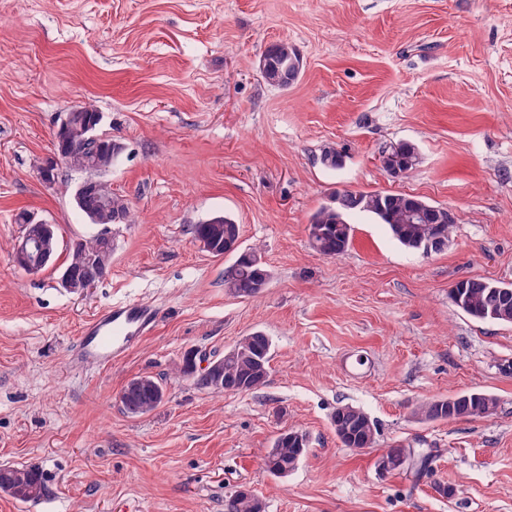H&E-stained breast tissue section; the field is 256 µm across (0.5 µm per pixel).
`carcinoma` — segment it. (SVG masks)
<instances>
[{
  "label": "carcinoma",
  "mask_w": 512,
  "mask_h": 512,
  "mask_svg": "<svg viewBox=\"0 0 512 512\" xmlns=\"http://www.w3.org/2000/svg\"><path fill=\"white\" fill-rule=\"evenodd\" d=\"M299 60L295 48L281 41L270 45L260 56L258 66L264 68L263 78L277 86L287 87L300 74L294 62ZM80 123L73 128L56 133L55 151L68 153L67 169L81 174L74 185L72 197L75 206L85 215L89 223L100 229L107 225L126 224L131 218L130 202L112 192L106 176L112 170L114 157L100 153L95 159V168L84 169V147L80 142L81 124L93 119L97 110L85 103L79 106ZM406 149L395 161V165L408 174L417 162L415 145L407 142ZM418 196L400 192H363L343 190L334 195L331 203L321 206L310 217L308 237L312 248L324 256H336L346 252L353 241L352 227L347 222L349 214L367 213L388 226L392 236L404 247L426 256L438 253L448 246L451 225L440 224L437 211ZM321 233H314V229ZM192 237L214 257L232 253L230 246L239 241L240 225L224 215L213 216L193 224L189 228ZM101 245L94 234L86 239L72 241L69 259L61 272L68 274L77 283L100 281L96 266L85 261V256ZM254 252L245 256L237 252L234 263L224 272L225 290L236 297L257 296L268 282V273L263 262L256 261ZM451 303L468 316L483 322L512 324V288L478 280L464 281L461 299L454 292L448 293ZM272 341L261 331L242 337L234 345L238 357L224 360V391L243 393L266 385L269 371H255L252 356L270 358ZM166 398L164 385L149 375L138 376L128 382L120 394V402L126 413L132 416L148 414L156 410ZM498 405L497 398L483 393L477 400L461 399L455 405V417H485L492 414ZM414 414L426 421L448 420V406L431 399L420 402ZM336 436L345 448H371L376 443L377 427L368 415L352 405H340L333 414ZM385 457L409 459L415 474L427 471L432 454L426 448L395 446L383 453ZM299 464L297 449L288 442V433L279 434L265 459L267 470L278 475L293 472ZM9 487V496L22 502H35L47 493V486L38 469L24 465L0 467V490ZM253 500L243 494L234 493L224 500V512H253Z\"/></svg>",
  "instance_id": "1"
}]
</instances>
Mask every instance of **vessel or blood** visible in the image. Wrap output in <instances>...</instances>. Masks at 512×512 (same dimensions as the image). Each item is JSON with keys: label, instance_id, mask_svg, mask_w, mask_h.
Wrapping results in <instances>:
<instances>
[{"label": "vessel or blood", "instance_id": "obj_1", "mask_svg": "<svg viewBox=\"0 0 512 512\" xmlns=\"http://www.w3.org/2000/svg\"><path fill=\"white\" fill-rule=\"evenodd\" d=\"M159 320L157 308L132 301L104 308L80 330L75 364L108 365L122 356L133 342L153 331Z\"/></svg>", "mask_w": 512, "mask_h": 512}]
</instances>
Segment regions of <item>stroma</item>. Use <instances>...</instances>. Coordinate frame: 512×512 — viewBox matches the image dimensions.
Masks as SVG:
<instances>
[{"mask_svg":"<svg viewBox=\"0 0 512 512\" xmlns=\"http://www.w3.org/2000/svg\"><path fill=\"white\" fill-rule=\"evenodd\" d=\"M295 47L298 79L257 68ZM124 146L108 179L134 211L112 227V269L63 288L70 240L95 228L38 168L57 117L82 103ZM416 146L391 177L381 150ZM332 148L339 167L320 157ZM403 192L454 216L447 247L423 255L354 214L344 254L314 252L307 225L343 190ZM58 225L53 266L21 270L20 212ZM230 215L267 287L224 288L191 224ZM512 284V0H0V465H30L48 493L0 512H224L249 488L265 512H512V324L455 308L457 281ZM125 301L156 305L154 333L108 366L74 363L82 325ZM272 341L258 390L217 393L180 374L185 352L220 356L242 336ZM151 375L155 411L120 393ZM482 390L484 418L422 421L418 403ZM362 409L374 447H342L337 406ZM309 450L288 477L264 465L275 437ZM395 445L428 448L432 472L381 473ZM295 48L288 42L281 41L270 45L260 56L258 69L263 66L262 77L269 83L280 87H288L298 78L301 63ZM297 61L294 65V62ZM135 382L137 384L133 385ZM165 398L164 385L149 375L135 377L120 394L123 409L132 416L145 415L156 410Z\"/></svg>","mask_w":512,"mask_h":512,"instance_id":"obj_1","label":"stroma"}]
</instances>
